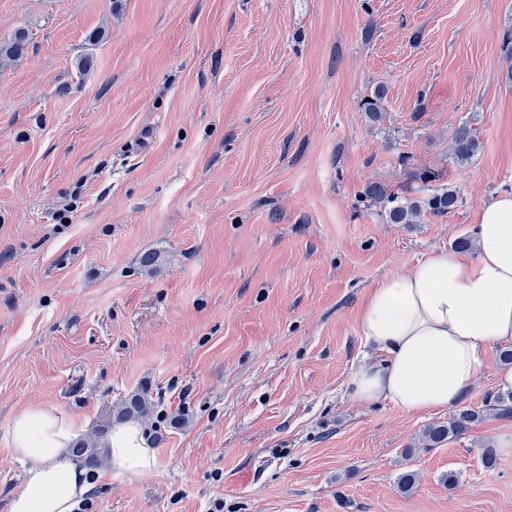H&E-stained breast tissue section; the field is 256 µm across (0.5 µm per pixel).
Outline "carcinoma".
<instances>
[{
    "instance_id": "carcinoma-1",
    "label": "carcinoma",
    "mask_w": 512,
    "mask_h": 512,
    "mask_svg": "<svg viewBox=\"0 0 512 512\" xmlns=\"http://www.w3.org/2000/svg\"><path fill=\"white\" fill-rule=\"evenodd\" d=\"M26 45V35L23 32L14 36L13 40L0 44V64L14 61L22 55ZM385 91L381 88L366 98L363 110L372 122H378L383 117ZM480 142L472 128L467 125L459 127L454 139L453 156L459 163H469L477 155ZM360 202L378 204L384 212L385 219L390 224H418L426 214L444 215L454 211L461 203L460 192L451 186L442 185L432 190L422 199H414L399 193L390 192L383 186L373 184L367 186L359 194ZM491 409L504 418L512 417V391L500 392L490 399ZM147 403L142 397H135L125 403L119 410V417L128 418L133 415L146 413ZM476 412H464L447 425L430 427L426 437L432 443H440L445 439L459 435L468 425L476 420Z\"/></svg>"
}]
</instances>
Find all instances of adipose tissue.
I'll use <instances>...</instances> for the list:
<instances>
[{
    "label": "adipose tissue",
    "mask_w": 512,
    "mask_h": 512,
    "mask_svg": "<svg viewBox=\"0 0 512 512\" xmlns=\"http://www.w3.org/2000/svg\"><path fill=\"white\" fill-rule=\"evenodd\" d=\"M472 255L434 250L411 272L373 288L360 312L362 334L378 353L349 380L362 403L384 401L408 414L457 404L496 345H512V192L479 207ZM75 422L32 406L11 428L12 451L23 466V487L10 512H75L89 491L88 475L64 456L77 437ZM149 432L130 422L106 439L108 469L150 470Z\"/></svg>",
    "instance_id": "adipose-tissue-1"
}]
</instances>
